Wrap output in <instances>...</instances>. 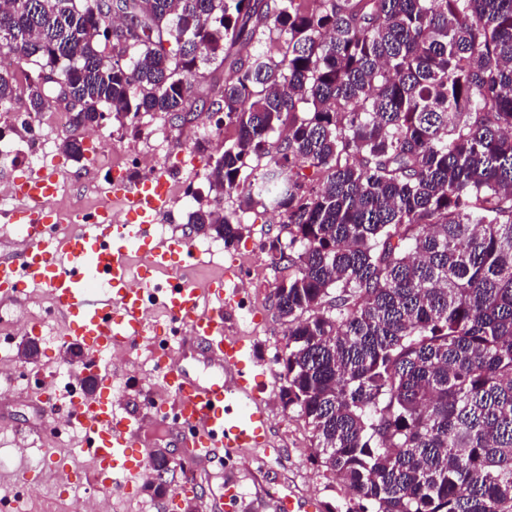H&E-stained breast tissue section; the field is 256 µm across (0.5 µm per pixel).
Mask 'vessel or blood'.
<instances>
[{
    "label": "vessel or blood",
    "instance_id": "1",
    "mask_svg": "<svg viewBox=\"0 0 512 512\" xmlns=\"http://www.w3.org/2000/svg\"><path fill=\"white\" fill-rule=\"evenodd\" d=\"M58 178L38 173L20 183L19 207L5 215L16 228L15 256L0 259V302L18 300L22 289L44 290L61 315L66 343L78 346L98 365L116 346L147 342L158 358L156 380L164 404L177 421L187 424L184 462L193 465L240 449L269 451V416L263 386L249 370L252 350L224 331V313L236 307L243 291L225 275L201 287L181 275L187 240L159 238L154 226L171 208V183L165 173L150 179L115 180L109 200L91 219L74 218L70 231L56 235L61 213L54 206ZM127 220H112L113 207ZM139 255L130 267L129 250ZM177 274L159 280L162 270ZM139 287H132V278ZM163 309L166 322L152 321L153 308ZM200 348L219 372L203 377L174 363V355ZM97 390L75 405H58L60 419L82 435L78 451L94 463V479L103 499L115 490L131 489L152 470L139 449L138 420L118 411L108 370L96 375Z\"/></svg>",
    "mask_w": 512,
    "mask_h": 512
}]
</instances>
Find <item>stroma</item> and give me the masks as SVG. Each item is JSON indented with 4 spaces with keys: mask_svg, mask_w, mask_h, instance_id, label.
I'll return each mask as SVG.
<instances>
[{
    "mask_svg": "<svg viewBox=\"0 0 512 512\" xmlns=\"http://www.w3.org/2000/svg\"><path fill=\"white\" fill-rule=\"evenodd\" d=\"M169 139L162 169L173 176L176 189L172 212L167 224L173 225L177 236L190 233L187 215L200 206L213 205L217 193L209 182L197 176V169L207 168L224 151L234 135L233 129L216 130L206 117H198L186 123H165ZM202 141V149H195V141ZM86 149L82 161H74L63 151L61 144H54L47 160V168L65 180L64 192L59 193L56 204L67 208L72 201H81L86 209H94L101 198L98 187L107 186L114 179L123 177L120 169L105 170L94 162L97 138L84 136ZM246 188H239L230 198L224 199L226 211L239 212L243 225V236L234 247L225 250L221 261L211 263L196 261L193 272L198 283H205L221 274L235 263H250V256H257L241 285L248 292V300L255 311V321L250 328H243L239 311L228 315L225 329L229 335L242 338L252 345L255 361L251 368L258 374L266 388L265 398L270 418V440L278 452L264 456L262 451L246 449L230 457L217 459L200 465V483L187 496L188 512H208L213 491L227 481L237 482L242 493L236 512H274L273 503L277 493L293 490L300 497L313 501L317 512H345L346 508H358L359 499L341 479L327 471L311 457V435L303 422L294 414L283 411L279 400L281 386L280 367L277 355L283 353L287 338V323L281 319L274 306V289L287 279L288 272L271 263L268 245L277 236L287 237L282 219L278 213L255 207L240 209L239 201L246 195ZM61 321L47 316L38 337L39 353L28 361L19 350H12L16 364H30L34 368L57 370L61 377L81 370L84 355L69 354L61 349L56 331ZM151 351L139 346L133 355L140 362L139 368L132 369L112 362L110 370L114 375L115 390L119 395L121 410L138 414L140 419V449L144 454L158 448L169 450L174 456H181L178 446L181 427L158 414V394L148 391V383L154 374L150 361ZM52 418L30 396L28 391L15 390L0 394V446L16 448L18 434H25L32 444L26 450L27 456L41 457L51 452L72 464V483L61 486L49 469L31 468L26 473L27 485L33 492L31 512H72L75 499L97 494L98 487L90 471L75 467L74 455L66 451L68 435L53 433Z\"/></svg>",
    "mask_w": 512,
    "mask_h": 512,
    "instance_id": "1",
    "label": "stroma"
}]
</instances>
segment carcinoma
Returning <instances> with one entry per match:
<instances>
[{"mask_svg":"<svg viewBox=\"0 0 512 512\" xmlns=\"http://www.w3.org/2000/svg\"><path fill=\"white\" fill-rule=\"evenodd\" d=\"M104 6L0 7L26 110L65 102L78 161L104 109L184 123L189 78L229 62L205 178L288 224L279 399L312 456L360 512H512V0H123L110 37ZM188 223L242 235L219 204Z\"/></svg>","mask_w":512,"mask_h":512,"instance_id":"1","label":"carcinoma"}]
</instances>
